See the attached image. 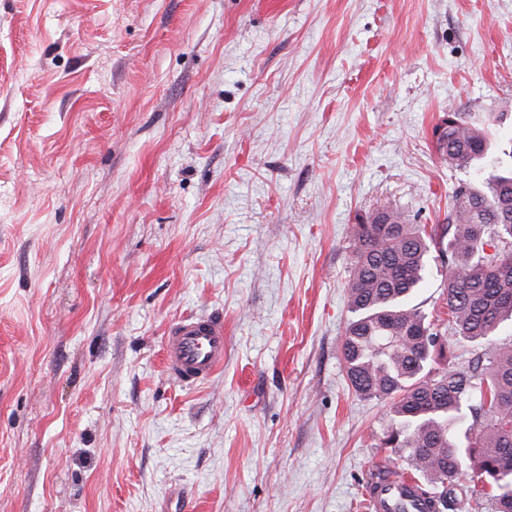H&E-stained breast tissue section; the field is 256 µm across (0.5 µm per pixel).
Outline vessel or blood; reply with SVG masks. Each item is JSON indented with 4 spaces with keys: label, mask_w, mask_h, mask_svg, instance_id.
Returning a JSON list of instances; mask_svg holds the SVG:
<instances>
[{
    "label": "vessel or blood",
    "mask_w": 512,
    "mask_h": 512,
    "mask_svg": "<svg viewBox=\"0 0 512 512\" xmlns=\"http://www.w3.org/2000/svg\"><path fill=\"white\" fill-rule=\"evenodd\" d=\"M224 319L218 315H193L179 319L169 329L164 353L167 376L181 386L209 380L224 364ZM418 480L410 474L377 476L366 493L370 512H383L395 499H408Z\"/></svg>",
    "instance_id": "vessel-or-blood-1"
}]
</instances>
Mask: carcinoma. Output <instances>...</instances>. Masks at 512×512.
<instances>
[{
	"mask_svg": "<svg viewBox=\"0 0 512 512\" xmlns=\"http://www.w3.org/2000/svg\"><path fill=\"white\" fill-rule=\"evenodd\" d=\"M434 135L452 165L471 167L486 157L485 131L454 112ZM357 221L348 280L353 318L341 344L351 387L392 402L383 444L403 469L425 480L424 512H447L467 494L458 483L467 469L488 512H512V336L497 335L512 320V169L480 188L458 186L441 227L428 230L390 208ZM433 264L447 271L442 324L484 346L468 371L434 367L447 358L441 329L409 303Z\"/></svg>",
	"mask_w": 512,
	"mask_h": 512,
	"instance_id": "1",
	"label": "carcinoma"
}]
</instances>
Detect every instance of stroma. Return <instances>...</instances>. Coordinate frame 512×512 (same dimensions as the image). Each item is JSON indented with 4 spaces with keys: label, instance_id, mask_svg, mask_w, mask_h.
<instances>
[{
    "label": "stroma",
    "instance_id": "1",
    "mask_svg": "<svg viewBox=\"0 0 512 512\" xmlns=\"http://www.w3.org/2000/svg\"><path fill=\"white\" fill-rule=\"evenodd\" d=\"M510 149L512 0H0V512H369L356 217L444 223ZM199 314L224 366L182 387ZM445 123L448 125L441 130ZM434 135L441 157L456 167H471L486 157L488 140L485 131L461 122L454 112L441 120ZM224 349L222 316L181 318L170 327L165 339L166 374L181 386L203 383L224 365Z\"/></svg>",
    "mask_w": 512,
    "mask_h": 512
}]
</instances>
